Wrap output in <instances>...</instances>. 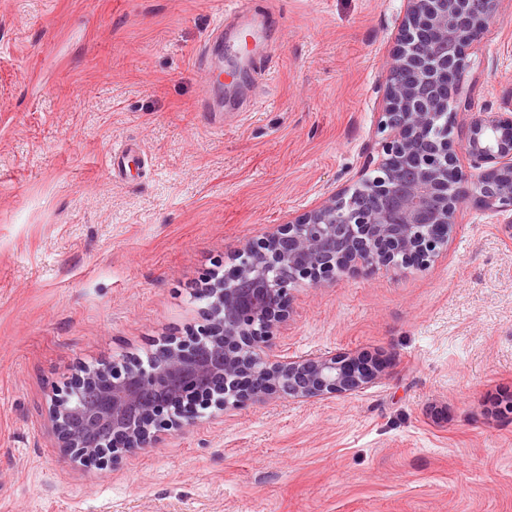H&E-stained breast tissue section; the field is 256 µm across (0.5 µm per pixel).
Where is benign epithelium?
<instances>
[{"label":"benign epithelium","instance_id":"1","mask_svg":"<svg viewBox=\"0 0 512 512\" xmlns=\"http://www.w3.org/2000/svg\"><path fill=\"white\" fill-rule=\"evenodd\" d=\"M501 0H404L387 66V131L370 174L299 218L263 246H244L231 273L216 279L203 337L171 340L143 365L84 371L64 399L51 398V431L61 457L98 462L121 450L157 448L154 428L195 424L196 402L223 408L353 394L373 383L374 367L342 354L284 357L272 343L288 290L318 287L338 270L371 272L423 262L448 242L469 200L495 216L512 239V95L496 112L470 113L460 153L451 149L459 79L469 50L496 22Z\"/></svg>","mask_w":512,"mask_h":512}]
</instances>
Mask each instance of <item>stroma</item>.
<instances>
[{"label":"stroma","mask_w":512,"mask_h":512,"mask_svg":"<svg viewBox=\"0 0 512 512\" xmlns=\"http://www.w3.org/2000/svg\"><path fill=\"white\" fill-rule=\"evenodd\" d=\"M254 5L283 21L270 80L227 101L200 59L223 0H0V512H512V242L472 202L425 264L290 290L279 350L372 357L367 388L61 462L53 393L198 336L204 281L381 148L403 0ZM511 91L502 0L457 98Z\"/></svg>","instance_id":"35a3bbf8"}]
</instances>
